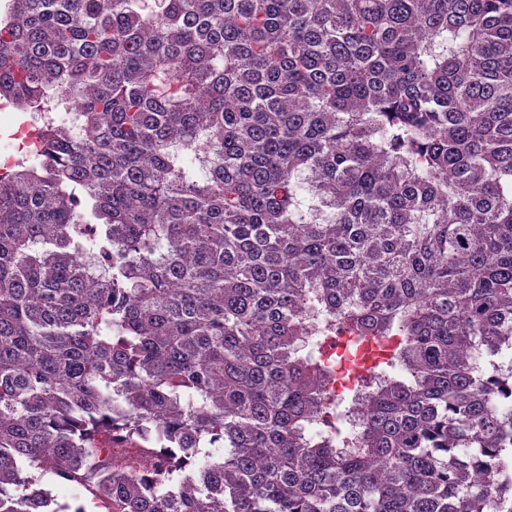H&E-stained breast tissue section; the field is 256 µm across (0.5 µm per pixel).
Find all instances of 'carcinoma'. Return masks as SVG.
Returning a JSON list of instances; mask_svg holds the SVG:
<instances>
[{"mask_svg":"<svg viewBox=\"0 0 512 512\" xmlns=\"http://www.w3.org/2000/svg\"><path fill=\"white\" fill-rule=\"evenodd\" d=\"M1 99L0 512H512V0H5ZM28 120H30L29 112H22L10 105H8V108L0 110V156L5 157L4 154L12 152L11 155L14 157V161L24 163L30 160L32 152L28 153L27 149L23 147L29 141L31 133L35 132L34 128L38 122L33 119L29 124L19 127L20 123ZM10 135L12 139L19 141L18 148L23 149H18L16 146L12 151ZM43 483L47 484L56 496L57 500L66 504L81 505L85 512L106 511L100 500L94 498L91 493L83 486L76 483L57 481L51 475L43 478Z\"/></svg>","mask_w":512,"mask_h":512,"instance_id":"obj_1","label":"carcinoma"}]
</instances>
